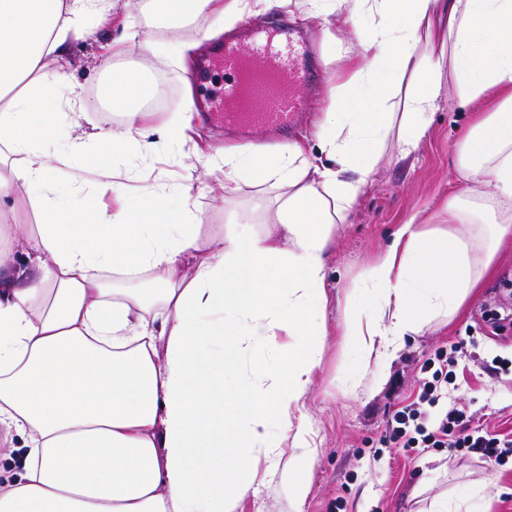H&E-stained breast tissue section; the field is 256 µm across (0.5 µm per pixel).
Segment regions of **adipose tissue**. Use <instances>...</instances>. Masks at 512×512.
<instances>
[{
	"instance_id": "ef3b65f1",
	"label": "adipose tissue",
	"mask_w": 512,
	"mask_h": 512,
	"mask_svg": "<svg viewBox=\"0 0 512 512\" xmlns=\"http://www.w3.org/2000/svg\"><path fill=\"white\" fill-rule=\"evenodd\" d=\"M174 25L204 13L237 12L241 0H155ZM371 25H356L365 57L322 138L327 162L299 164L291 144L224 153V192L250 178L283 190L278 236L201 243L190 206L149 189L142 203L105 181V212L55 192L65 166L103 167L121 152L149 156L133 130L155 86L141 70L103 61L101 101L125 119V135L97 132L100 150L68 141L43 154L66 119L44 80L48 60L110 0H0V201L16 182L37 202L38 222L0 247V435L25 448L16 477L0 485V512H234L248 489L240 469L272 447L270 422L289 424L324 343L312 319L326 301L329 232L344 223L390 133L409 155L429 129L444 83L466 108L485 91L502 97L478 117L466 166L493 190L468 235H432L402 225L366 270L348 334L376 360L411 332L414 311L453 315L512 233V0H357ZM448 26V79L424 75L418 46L434 18ZM405 93L395 117L389 102ZM21 154L20 168L7 164ZM125 274L128 287L104 279ZM279 366H269L266 351ZM249 363L247 387L226 373Z\"/></svg>"
}]
</instances>
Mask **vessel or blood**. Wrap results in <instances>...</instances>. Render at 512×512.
Returning a JSON list of instances; mask_svg holds the SVG:
<instances>
[{
    "label": "vessel or blood",
    "mask_w": 512,
    "mask_h": 512,
    "mask_svg": "<svg viewBox=\"0 0 512 512\" xmlns=\"http://www.w3.org/2000/svg\"><path fill=\"white\" fill-rule=\"evenodd\" d=\"M301 55L292 39L267 28L249 29L247 46L225 43L216 61L224 83L211 96L214 110L244 133L287 126L304 109L311 83Z\"/></svg>",
    "instance_id": "b4317fda"
}]
</instances>
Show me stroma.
Masks as SVG:
<instances>
[{
	"instance_id": "obj_1",
	"label": "stroma",
	"mask_w": 512,
	"mask_h": 512,
	"mask_svg": "<svg viewBox=\"0 0 512 512\" xmlns=\"http://www.w3.org/2000/svg\"><path fill=\"white\" fill-rule=\"evenodd\" d=\"M111 2V18L88 17L81 33L71 36L64 58L48 61L44 69L45 80L61 95L59 111L70 115L67 135L95 127L124 128L121 115L98 99L104 54H111L116 65L166 74L182 43H198L190 62V87L168 81L163 103L138 123L154 141V154L121 158L116 179L137 202L144 200L149 185L172 193L180 185H192L191 207L201 221L203 239L230 237L244 229L260 236L275 232L270 205L275 189L247 179L234 196H225L222 165L201 169L188 146L160 138L154 128L166 116L185 111L191 99L199 109L192 137L210 153L220 155L240 144L277 150L296 142L306 157L317 156L321 126L333 121L353 72L350 61L360 51L351 27L354 0H337L324 8L318 0H288L286 6L271 9L263 0H245L243 13L226 22L225 35L241 42L248 24L293 30L306 50L313 80L315 96L297 125L246 136L225 128L223 116L211 110L202 89L204 67L218 56L213 43L200 39L202 29L213 23L211 15L176 32L162 31L148 24L145 0ZM456 100L455 87L445 85L426 136L409 156H400L396 136H389L363 193L345 222L335 225L327 248V304L316 314L326 341L312 383L291 417L292 428L302 430L308 446L293 447L282 426H271L269 435L280 447L275 455L256 458L258 476L235 512H429L436 499L463 497L475 487L484 491L483 499L474 502L480 512H512V462L496 465L480 454L451 448H431L415 456L381 442L391 415L416 401L422 362L460 340L466 346L455 385L448 391L449 404L465 406L476 426L512 432V375L495 367L497 361L512 360V324L499 329L485 317L487 306L503 292V280H512V245L496 253L490 275L454 318L418 317L416 330L383 366H376L346 335L362 302L358 287L364 272L391 244L396 230L408 222L426 231L447 229L449 203L474 199V184L458 158L473 113L494 111L500 98L490 91L467 109L458 108ZM309 449L317 463L307 496L299 500L285 473L289 461H300Z\"/></svg>"
}]
</instances>
